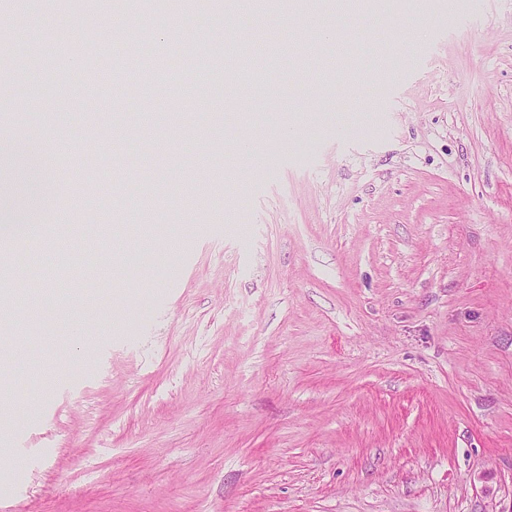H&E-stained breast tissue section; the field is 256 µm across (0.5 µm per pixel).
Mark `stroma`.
<instances>
[{"instance_id": "35a3bbf8", "label": "stroma", "mask_w": 512, "mask_h": 512, "mask_svg": "<svg viewBox=\"0 0 512 512\" xmlns=\"http://www.w3.org/2000/svg\"><path fill=\"white\" fill-rule=\"evenodd\" d=\"M321 2L254 46L225 0L0 17L48 43L15 132L96 141L114 217L16 212L0 169V225L48 238L0 276V512H512V0Z\"/></svg>"}]
</instances>
